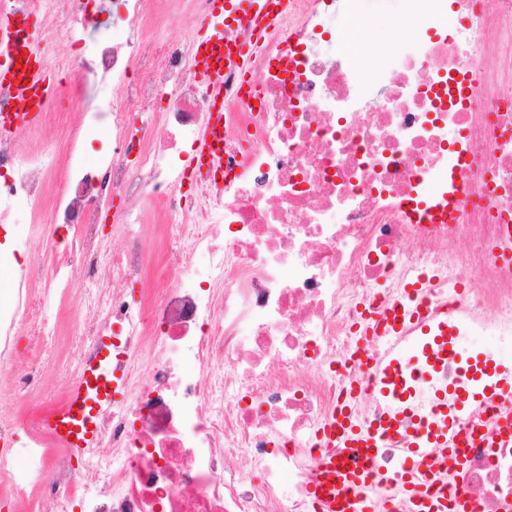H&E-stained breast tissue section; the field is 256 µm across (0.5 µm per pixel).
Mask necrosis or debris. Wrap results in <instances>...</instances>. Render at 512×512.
<instances>
[{
    "label": "necrosis or debris",
    "mask_w": 512,
    "mask_h": 512,
    "mask_svg": "<svg viewBox=\"0 0 512 512\" xmlns=\"http://www.w3.org/2000/svg\"><path fill=\"white\" fill-rule=\"evenodd\" d=\"M142 2L122 0L127 37L111 45L86 40L55 0H11L17 18L42 11L77 43L59 90L71 110H86L88 87L120 92L110 156L90 166L78 140L62 142L54 220L69 240L46 237L36 251L38 225L21 224L15 248L0 249V271H20L0 306V442L26 432L31 457L19 469L0 451V501L26 512H318L320 430L346 403L368 427L392 411L374 390L347 392L365 376L351 339L379 305L423 279L459 335L512 340V264L495 258L512 250V0H404L418 24L407 47L375 48L360 66L318 53L336 0H288L276 25L230 31L261 47L249 75L224 77L217 176L182 162L211 107L193 38L155 44ZM447 12L462 28L422 36ZM157 109L158 132L129 126L128 113ZM53 166L0 130V220L40 203ZM117 197L173 218L156 257L133 234L102 262L99 226ZM146 277L160 300L128 301L123 284ZM45 305L97 310L70 339L67 381L114 338L128 395L101 415L96 447L69 448L46 426L56 408L39 354L60 336ZM411 365L406 412L465 382L451 359ZM479 416V433L458 431L467 461L448 494L471 512H512V416Z\"/></svg>",
    "instance_id": "necrosis-or-debris-1"
}]
</instances>
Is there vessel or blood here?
I'll return each mask as SVG.
<instances>
[{"mask_svg": "<svg viewBox=\"0 0 512 512\" xmlns=\"http://www.w3.org/2000/svg\"><path fill=\"white\" fill-rule=\"evenodd\" d=\"M223 13L211 16L203 35L197 36L195 61L200 64L201 77L206 81L214 104L204 135L188 156L190 168L209 166L219 157L224 140V69H245L250 57L243 46L225 47L226 31L242 23L275 17L283 8L284 0H225ZM15 19L0 4V92L13 103L10 111L0 113L1 127L32 125L39 121L48 104L55 97L57 81L49 67L41 65L42 47L37 38H30L26 51H19L12 39ZM374 329L376 337L390 342L384 358L370 366L372 385L380 394H387L397 377L404 373V365L411 349L401 340L408 326L418 333L432 332L435 348L448 352V320L440 311L427 308L416 301L412 293H405L399 307L381 311ZM472 390L482 391L489 404L512 405V365H504L499 358L475 360L472 365ZM125 383L112 370V353L107 344H100L97 352L83 364L80 378L73 384L63 409L47 422L50 431L75 447L90 448L97 440L95 422L109 410L117 395L123 394ZM471 419V405L462 396L454 400H440L429 416L427 426L406 438V448L399 461L400 477L394 487L398 500L407 502L412 512H467L463 498L449 499L444 478L459 473L465 464L462 446H449V424L464 425ZM329 436L343 448L348 464H338L335 457H325L319 464V478L310 493L318 501L322 512H378L369 492L370 487L384 483L377 462L384 452L385 440L381 434L358 426L350 409H343L328 429ZM448 445L449 451L439 461V471L432 481H425L424 470L431 460V450Z\"/></svg>", "mask_w": 512, "mask_h": 512, "instance_id": "1", "label": "vessel or blood"}]
</instances>
